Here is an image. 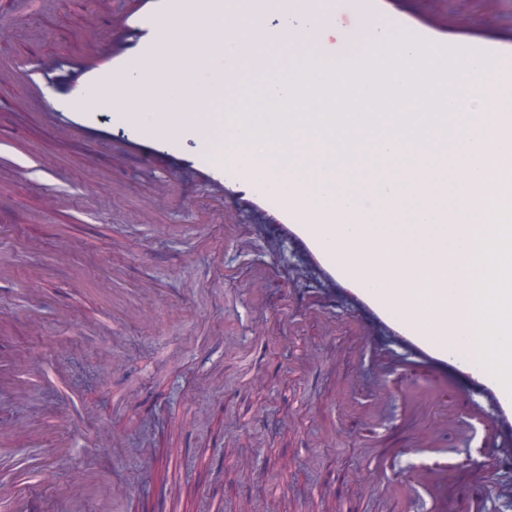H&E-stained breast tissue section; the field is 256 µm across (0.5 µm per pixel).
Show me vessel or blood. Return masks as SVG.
I'll return each mask as SVG.
<instances>
[{
    "label": "vessel or blood",
    "instance_id": "obj_1",
    "mask_svg": "<svg viewBox=\"0 0 512 512\" xmlns=\"http://www.w3.org/2000/svg\"><path fill=\"white\" fill-rule=\"evenodd\" d=\"M363 10L389 28L413 31L422 58H431L448 46L447 15L413 13L401 8L400 0H364ZM203 19L214 34L221 35L236 27L237 12L223 0H126L109 25L84 35L76 60L64 64L48 57L24 72L21 87L31 113L53 123L59 132L93 144L122 142L134 157L160 162L170 177L189 171L201 183L219 190L224 197L226 228L235 227L243 216L270 226L304 257L324 284L350 302L361 320L366 343H374L380 333L397 344L398 355L381 357L380 378L397 374L405 380L429 379L437 401L480 395L491 405L490 415L474 416L483 436L497 441L512 434V392L473 356L467 337L448 336V309L461 307L468 294L462 283L440 272L434 276L431 291L416 295L376 282L361 272L362 254L353 248L363 225L336 223L330 211L311 212L298 193L271 190L270 161L259 166L242 164L227 154L201 149L194 124H185L181 134L173 136L163 123L147 125L144 113L130 110L131 81L137 77L152 89L189 87L193 98L206 101L242 95L238 71L232 67L190 84L185 83L184 70L175 58H167L162 70L151 69L173 26L192 33ZM107 81L112 84V113L105 122L99 118L95 93ZM447 98L448 75L442 72L417 83L414 98L407 104L408 111L421 114L431 129V151L436 156L448 147ZM379 165L369 142L351 139L345 157L348 170ZM367 198L372 211L381 216L406 203L403 195L386 194L378 184L368 187ZM425 302L434 307L428 323L416 312L417 305ZM460 468V462L442 453L411 471L409 477L436 495V512H448L447 500L438 493L456 479ZM468 489V512H486L490 469L477 470Z\"/></svg>",
    "mask_w": 512,
    "mask_h": 512
}]
</instances>
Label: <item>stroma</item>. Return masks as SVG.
<instances>
[{"mask_svg":"<svg viewBox=\"0 0 512 512\" xmlns=\"http://www.w3.org/2000/svg\"><path fill=\"white\" fill-rule=\"evenodd\" d=\"M448 38L512 48V0H409ZM84 0H46L0 31V512H428L374 482L388 450L425 437L463 466L498 459L488 512H512V447H477L473 395L412 384L383 399L344 306L312 309L316 273L222 203L106 148L27 122L19 73L79 51Z\"/></svg>","mask_w":512,"mask_h":512,"instance_id":"stroma-1","label":"stroma"}]
</instances>
